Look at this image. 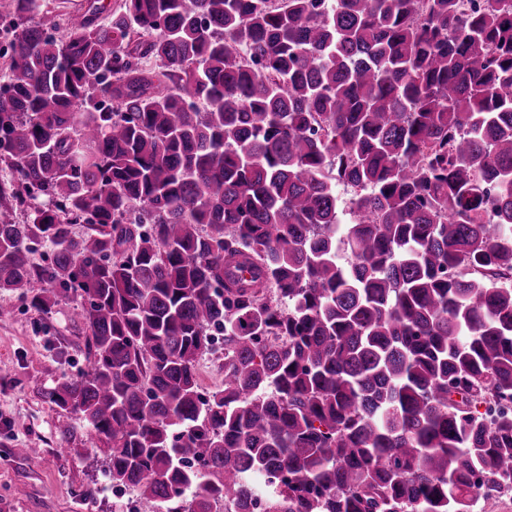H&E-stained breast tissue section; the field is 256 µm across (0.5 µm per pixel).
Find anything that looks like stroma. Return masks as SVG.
I'll return each instance as SVG.
<instances>
[{
    "instance_id": "obj_1",
    "label": "stroma",
    "mask_w": 512,
    "mask_h": 512,
    "mask_svg": "<svg viewBox=\"0 0 512 512\" xmlns=\"http://www.w3.org/2000/svg\"><path fill=\"white\" fill-rule=\"evenodd\" d=\"M28 18L16 17L11 0H0V87L9 53L7 30L24 20L42 21L53 11L75 12L85 0H37ZM43 282L21 291H0V512H126L135 490L115 494L107 475L109 451L79 416L63 410L49 394L87 365L86 325L59 302L32 306ZM38 442L37 456L20 448Z\"/></svg>"
}]
</instances>
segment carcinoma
Listing matches in <instances>:
<instances>
[{
	"label": "carcinoma",
	"mask_w": 512,
	"mask_h": 512,
	"mask_svg": "<svg viewBox=\"0 0 512 512\" xmlns=\"http://www.w3.org/2000/svg\"><path fill=\"white\" fill-rule=\"evenodd\" d=\"M101 13L13 34L0 290L76 302L88 367L50 398L107 444L132 512L512 494V0ZM34 188L48 208L15 223L3 199ZM202 386L206 390L224 388V359L217 356L206 355L198 365Z\"/></svg>",
	"instance_id": "carcinoma-1"
}]
</instances>
